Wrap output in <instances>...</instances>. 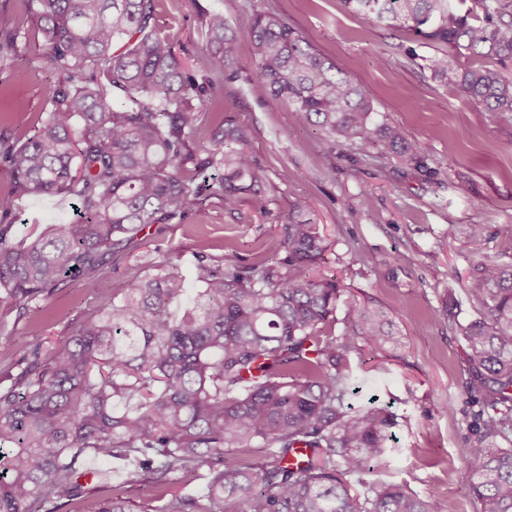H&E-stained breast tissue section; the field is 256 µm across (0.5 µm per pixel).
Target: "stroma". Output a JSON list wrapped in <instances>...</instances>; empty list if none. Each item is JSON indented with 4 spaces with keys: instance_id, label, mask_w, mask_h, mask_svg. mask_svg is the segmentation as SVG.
I'll return each mask as SVG.
<instances>
[{
    "instance_id": "obj_1",
    "label": "stroma",
    "mask_w": 512,
    "mask_h": 512,
    "mask_svg": "<svg viewBox=\"0 0 512 512\" xmlns=\"http://www.w3.org/2000/svg\"><path fill=\"white\" fill-rule=\"evenodd\" d=\"M266 9L333 60L421 147V169L332 143L270 96L256 77L250 33L254 14ZM213 11L223 13L235 34L238 78L225 86L223 107L252 130L267 205L248 197L229 215L218 199H208L203 212L147 226L135 251L116 259L96 287L81 277L68 279L47 304L23 317L0 302V378L16 373L34 345L67 336L75 323L122 296L133 278L153 273L168 255L179 256L192 289L196 256L250 259L275 249L281 224L294 202L304 199L329 242L324 262L305 270V277L339 280L347 296L382 307L404 342L394 351L353 358V383L360 390L353 406L374 394L401 419L395 429L400 452L370 481L435 495L442 512H475L466 455L473 405L459 326L475 316L464 290L472 266L485 257L512 264V112L489 111L434 80L424 62L437 56V48L403 29L369 25L340 0H160L157 27L173 40L185 65L205 53L200 16ZM49 76L41 58L0 71V136L15 133L18 113L35 117L46 111ZM73 203L68 194L15 196L0 166V211L14 222V242L29 241L47 225L75 221ZM452 224L485 225V237L477 244L449 238ZM393 254L400 261L391 266ZM101 471L123 485L138 512L156 507V492L145 477L113 462L87 459L80 483L109 495L97 478Z\"/></svg>"
}]
</instances>
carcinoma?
Segmentation results:
<instances>
[{
  "label": "carcinoma",
  "instance_id": "cac0c4a2",
  "mask_svg": "<svg viewBox=\"0 0 512 512\" xmlns=\"http://www.w3.org/2000/svg\"><path fill=\"white\" fill-rule=\"evenodd\" d=\"M26 2L32 33L0 11V66L45 58L51 94L47 111L0 138V162L14 193L70 194L81 221L19 246L0 217V290L20 317L71 276L95 283L146 226L181 220L212 197L232 215L264 189L250 128L222 107L235 78L224 14H204L208 52L186 68L155 29L158 0ZM452 2L342 0L371 25L395 22L474 59L461 70L444 53L429 68L488 109L512 112V78L490 66L512 58V0H473L463 14ZM251 31L257 77L301 122L421 167L401 129L284 19L260 11ZM201 130L205 148L194 143ZM306 211L295 202L279 247L252 261L198 258L201 287L182 314L170 305L186 297L185 279L164 261L0 379V512H51L52 498L133 512L119 492L86 498L76 464L90 457L132 464L156 489L157 512H236L240 501L244 512H441L433 495L371 483L362 494L351 481L390 455L399 425L373 402L349 406L351 357L398 340L384 312L346 297L342 284L299 278L328 250ZM484 233L482 224L448 229L472 242ZM467 294L479 314L460 326L477 407L470 490L478 512H512V264H475ZM252 448L267 452L255 459ZM199 479L196 496L171 491Z\"/></svg>",
  "mask_w": 512,
  "mask_h": 512
}]
</instances>
